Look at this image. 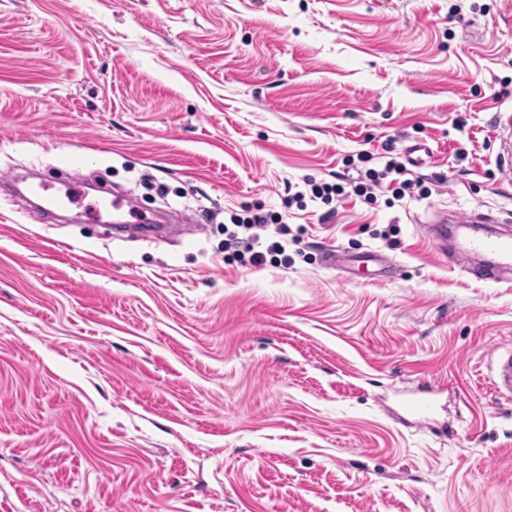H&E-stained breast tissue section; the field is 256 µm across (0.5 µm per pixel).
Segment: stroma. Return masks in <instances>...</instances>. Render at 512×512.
<instances>
[{
	"mask_svg": "<svg viewBox=\"0 0 512 512\" xmlns=\"http://www.w3.org/2000/svg\"><path fill=\"white\" fill-rule=\"evenodd\" d=\"M512 0H0V512H512V284L449 265L434 209L500 216ZM431 194L357 196L386 149ZM83 176L173 230L117 237L9 181ZM332 205L284 209L304 178ZM287 211L292 264L224 224ZM380 249L384 282L324 262ZM433 384L423 424L401 400ZM224 234H227V238L224 239L225 252L232 251L242 264L263 265L267 260L266 255H270L271 260L275 258L274 261H278L277 256H282L279 263L284 266L292 263L288 254H285L286 246H288L287 239L281 238V241H272L266 246L265 251H261L255 250L256 247H262L260 236L256 233H250L247 237H239V231H230L227 225H224ZM247 254L249 255L246 258ZM493 363V382L503 394H512V349L501 351L495 347L489 351Z\"/></svg>",
	"mask_w": 512,
	"mask_h": 512,
	"instance_id": "obj_1",
	"label": "stroma"
}]
</instances>
